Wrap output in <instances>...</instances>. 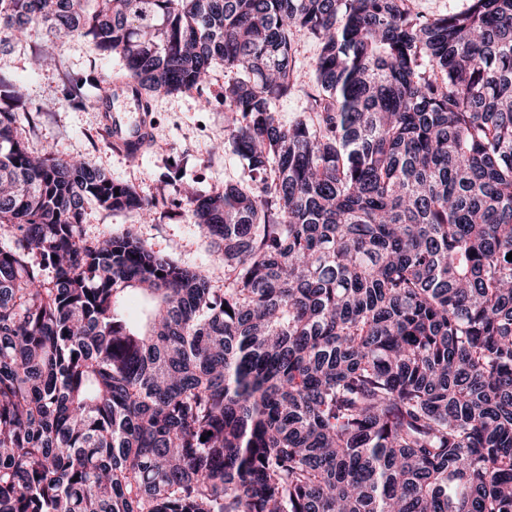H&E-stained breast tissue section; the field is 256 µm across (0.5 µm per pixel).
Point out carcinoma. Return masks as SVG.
Segmentation results:
<instances>
[{
    "mask_svg": "<svg viewBox=\"0 0 512 512\" xmlns=\"http://www.w3.org/2000/svg\"><path fill=\"white\" fill-rule=\"evenodd\" d=\"M40 30L146 112L223 64L247 179L187 197L222 288L88 240L89 204L164 201L29 151L0 76V512H512V0H0ZM415 12L426 17H437L464 8L468 0H411ZM305 107L306 102L304 96L298 93L277 103L275 112H278V116L282 122L288 123L298 118L301 113L305 111Z\"/></svg>",
    "mask_w": 512,
    "mask_h": 512,
    "instance_id": "obj_1",
    "label": "carcinoma"
}]
</instances>
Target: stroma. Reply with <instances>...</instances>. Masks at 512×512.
<instances>
[{
    "mask_svg": "<svg viewBox=\"0 0 512 512\" xmlns=\"http://www.w3.org/2000/svg\"><path fill=\"white\" fill-rule=\"evenodd\" d=\"M43 42V37H34L0 54V73L26 89L31 118L21 125L20 132L29 149H51L63 156L86 158L142 196L151 198L161 193L167 200L147 220L90 205L82 226L85 236L95 239L130 230L155 251L179 263L208 267L210 241L192 223L185 202L188 189L220 191L225 183L244 175L236 155L211 150L212 143L225 138L223 106L215 103L202 108L194 93L156 97L149 114L153 137L138 163H129L123 151L110 141L104 113L75 106L64 94L71 78L91 75L101 81L121 76L120 57L103 54L89 39L79 37L69 42L55 64L37 70L32 58ZM174 161L180 163L182 177L168 184L164 178Z\"/></svg>",
    "mask_w": 512,
    "mask_h": 512,
    "instance_id": "obj_1",
    "label": "stroma"
}]
</instances>
